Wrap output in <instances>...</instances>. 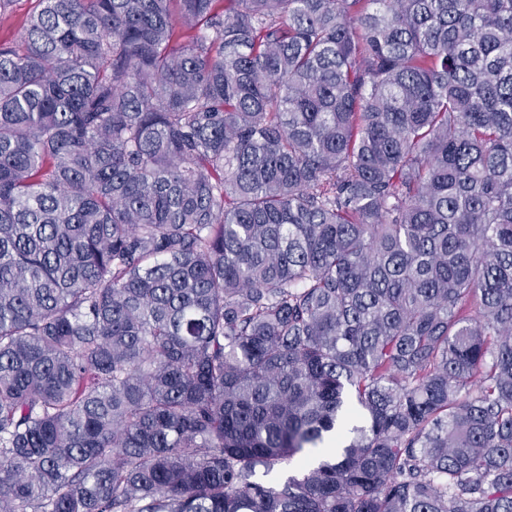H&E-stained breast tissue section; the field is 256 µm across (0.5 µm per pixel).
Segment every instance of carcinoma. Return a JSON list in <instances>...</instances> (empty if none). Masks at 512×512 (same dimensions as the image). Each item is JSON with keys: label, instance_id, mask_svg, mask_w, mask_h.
<instances>
[{"label": "carcinoma", "instance_id": "carcinoma-1", "mask_svg": "<svg viewBox=\"0 0 512 512\" xmlns=\"http://www.w3.org/2000/svg\"><path fill=\"white\" fill-rule=\"evenodd\" d=\"M39 3L0 512H512V0Z\"/></svg>", "mask_w": 512, "mask_h": 512}]
</instances>
